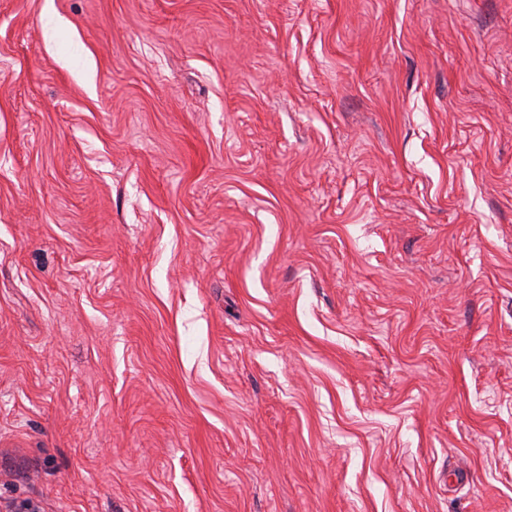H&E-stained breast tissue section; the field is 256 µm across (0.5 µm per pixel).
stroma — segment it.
Masks as SVG:
<instances>
[{
	"label": "stroma",
	"instance_id": "1",
	"mask_svg": "<svg viewBox=\"0 0 512 512\" xmlns=\"http://www.w3.org/2000/svg\"><path fill=\"white\" fill-rule=\"evenodd\" d=\"M0 512H512V0H0Z\"/></svg>",
	"mask_w": 512,
	"mask_h": 512
}]
</instances>
